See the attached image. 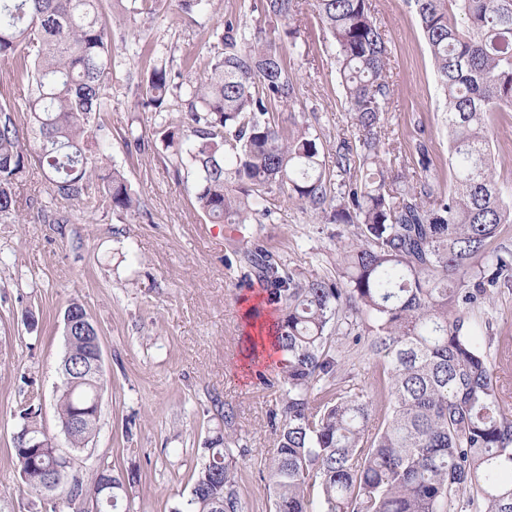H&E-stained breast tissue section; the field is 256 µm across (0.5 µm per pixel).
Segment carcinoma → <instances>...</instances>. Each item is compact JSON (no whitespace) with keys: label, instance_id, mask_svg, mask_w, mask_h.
<instances>
[{"label":"carcinoma","instance_id":"carcinoma-1","mask_svg":"<svg viewBox=\"0 0 512 512\" xmlns=\"http://www.w3.org/2000/svg\"><path fill=\"white\" fill-rule=\"evenodd\" d=\"M438 86L448 110V190L417 172L386 166V115L393 110L391 51L371 0H314L332 38L354 140L336 149L337 182L321 159L319 135L306 121L279 124L298 89L276 42L252 34L237 18L213 32L207 56L183 60L195 81L175 82L163 67L128 71L137 104L167 113L165 139L177 165L196 173L199 208L217 224L262 222L268 198L288 197L332 223L351 224L339 247L336 278L300 277L249 241L241 259L261 273L266 298L246 325L252 355L282 353L273 382L281 392L270 415L275 446L264 463L274 512H449L468 496L478 512H512V406L501 375L512 346L497 361L482 350L466 315L512 283V249L500 242L512 224V200L496 178L487 137L494 112H512V0H414ZM172 0H0V60L11 63L3 90L26 82L33 117L32 150L0 104V221L15 213L14 186L37 155L53 196L96 211L137 215L140 197L124 173L106 163L101 116L112 111L114 9L126 25H145ZM301 0H255L250 13L275 19L291 45ZM183 92L186 110L169 113L168 96ZM37 218L68 224L41 206ZM355 335L382 367L376 393L341 388L334 336ZM93 326L64 329L57 413L71 450L95 435ZM208 437L187 498L172 512H247L239 490L235 412ZM23 487L53 503L54 448H14ZM131 486L109 468L86 487L78 477L68 497H101L105 477Z\"/></svg>","mask_w":512,"mask_h":512}]
</instances>
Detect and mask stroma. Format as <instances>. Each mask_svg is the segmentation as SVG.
<instances>
[{
    "instance_id": "stroma-1",
    "label": "stroma",
    "mask_w": 512,
    "mask_h": 512,
    "mask_svg": "<svg viewBox=\"0 0 512 512\" xmlns=\"http://www.w3.org/2000/svg\"><path fill=\"white\" fill-rule=\"evenodd\" d=\"M245 0H215L212 7L172 20L159 15L114 47L112 110L105 117L108 162L122 170L143 202L139 216L92 213L57 200L68 224L25 223L33 202L51 199L37 161L16 186L17 221H0V512H51L40 497L20 488L13 456L18 412L28 399L41 410L38 425L61 451L69 443L56 409L64 354L63 315L81 303L97 326L104 388L98 433L73 467L84 483L98 470L134 475L129 512H171L188 496L203 441L223 428V406H232L249 455L240 463V495L248 512H270L268 485L259 471L272 448L268 416L277 389L258 383L271 360L245 357L244 314L261 301L263 283L244 278L236 252L255 240L275 252L293 273L335 277L338 246L352 236L348 224L327 223L281 193L268 205L264 224H214L196 203V178L173 169L162 113L137 107L125 71L135 44L149 43L155 64L180 71L185 56L205 53L209 36L228 16L245 13ZM372 13L390 40V140L386 159L400 167L419 139L430 144L427 176L448 183L445 100L419 27L414 0H372ZM296 44L279 40L288 74L299 88L298 110L281 109L285 122L308 121L327 164L336 145L352 138V119L336 65L335 46L322 28L313 0H302ZM488 136L499 183L512 187V112L494 113ZM39 319L29 330L26 312ZM469 324L490 359L512 337V287L476 305ZM346 385L371 392L376 361L363 345L338 338Z\"/></svg>"
}]
</instances>
